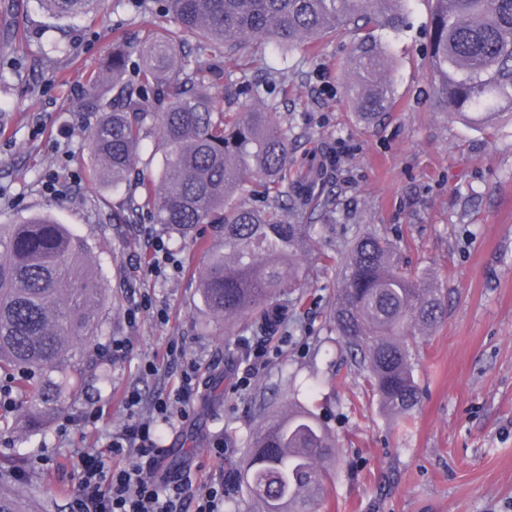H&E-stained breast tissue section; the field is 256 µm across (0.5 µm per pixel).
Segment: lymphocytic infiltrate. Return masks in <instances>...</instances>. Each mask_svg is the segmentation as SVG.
Returning a JSON list of instances; mask_svg holds the SVG:
<instances>
[{
	"label": "lymphocytic infiltrate",
	"instance_id": "lymphocytic-infiltrate-1",
	"mask_svg": "<svg viewBox=\"0 0 512 512\" xmlns=\"http://www.w3.org/2000/svg\"><path fill=\"white\" fill-rule=\"evenodd\" d=\"M194 379V370H186L181 395L156 401L151 417L114 434L106 452L79 454L70 512H184L179 474L159 469L165 448L157 429L186 420ZM111 456L118 458V465H108Z\"/></svg>",
	"mask_w": 512,
	"mask_h": 512
}]
</instances>
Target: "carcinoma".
<instances>
[{
	"instance_id": "1",
	"label": "carcinoma",
	"mask_w": 512,
	"mask_h": 512,
	"mask_svg": "<svg viewBox=\"0 0 512 512\" xmlns=\"http://www.w3.org/2000/svg\"><path fill=\"white\" fill-rule=\"evenodd\" d=\"M58 18L98 13L105 0H38ZM410 0H167L176 28L140 41L142 64L126 76L129 47L112 46L107 73L85 94L84 109L101 118L88 135L99 182L131 185L126 210H147L156 224L189 236L217 224L224 253L200 279V296L212 315L255 336H274L302 300L296 258L314 250L307 224L287 214L317 205L316 182L289 197L280 187L291 161L288 135L269 109L246 101L236 112L211 93L224 77V61L242 69L252 62L253 39L277 46L314 45L341 31L353 35L346 96L366 123L395 102L383 78L387 57L381 32L401 30ZM210 50L199 63L181 54L185 37ZM436 100L469 125L490 128L512 115V0H433L429 53ZM112 82L105 97L102 82ZM158 131L162 167L145 171L141 146ZM255 175L265 182V205L233 204ZM103 289L86 265L85 245L69 226L46 213L0 224V372L15 376L36 425L64 400L76 364V344L91 348ZM447 316L440 289L404 266L399 240L362 232L345 245L338 265L329 322L358 371L366 374L382 408L409 420L423 393L414 376L416 332L431 331ZM267 415L242 456L228 461L232 476L224 500L236 512H315L325 495L337 446L331 428L299 401ZM40 488L15 486L13 465L0 460V512H29Z\"/></svg>"
}]
</instances>
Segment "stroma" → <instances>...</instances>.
<instances>
[{
    "label": "stroma",
    "instance_id": "obj_1",
    "mask_svg": "<svg viewBox=\"0 0 512 512\" xmlns=\"http://www.w3.org/2000/svg\"><path fill=\"white\" fill-rule=\"evenodd\" d=\"M430 11V0H411L408 27L384 36L396 103L375 124L359 120L343 90L351 33L284 48L259 39L251 67L224 64L214 91L225 109L238 108L245 76L288 130L286 190L318 166L329 199L291 217L313 225L321 251L301 257L303 299L287 330L266 341L268 363L242 390L237 381L256 341L237 332L228 352L224 322L198 292L212 253L224 249L215 225L202 226V242L180 239L149 214L130 218L127 187L92 177L87 136L100 115L82 107L88 81L104 70L115 39L139 42L145 26L168 29L170 19L159 11L141 19L134 0H106L91 20L50 17L37 0H0V224L51 213L84 241L106 293L99 364L72 376L62 407L33 429L16 406L0 403L11 423L0 455L41 483L54 512H68L78 452L104 447L131 416H149L156 399L178 392L191 362L198 387L189 416L158 429L183 459V484H223L227 458L241 456L265 415L287 402L290 381L304 385L316 373L321 382L306 403L338 448L318 512H512V119L479 130L437 110L422 65ZM55 41L69 55L51 53ZM52 178L54 194L44 189ZM374 229L402 238L413 269L436 281L448 309L443 324L417 338L413 362L425 395L402 426L382 411L326 321L342 240ZM151 238L177 268L152 266ZM116 340L128 343L117 359L106 353ZM150 361L157 372H145ZM133 392L141 402L132 412L125 399ZM228 433L231 448L215 457Z\"/></svg>",
    "mask_w": 512,
    "mask_h": 512
}]
</instances>
